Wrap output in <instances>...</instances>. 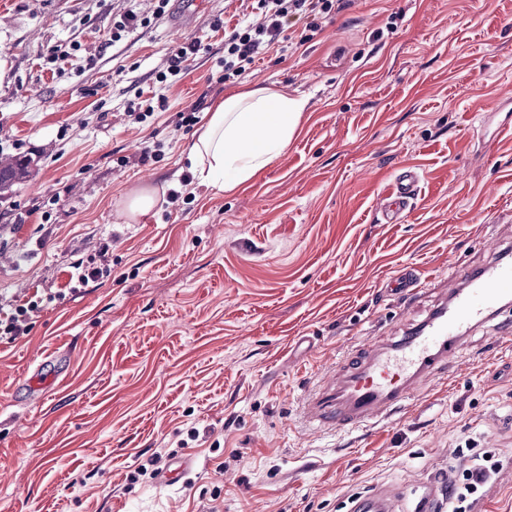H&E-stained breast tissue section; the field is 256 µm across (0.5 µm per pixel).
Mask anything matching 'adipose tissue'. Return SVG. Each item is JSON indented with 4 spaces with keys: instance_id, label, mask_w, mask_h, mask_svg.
I'll return each mask as SVG.
<instances>
[{
    "instance_id": "ef3b65f1",
    "label": "adipose tissue",
    "mask_w": 512,
    "mask_h": 512,
    "mask_svg": "<svg viewBox=\"0 0 512 512\" xmlns=\"http://www.w3.org/2000/svg\"><path fill=\"white\" fill-rule=\"evenodd\" d=\"M304 107L266 88L218 100L186 148L192 171L219 190L234 189L287 150Z\"/></svg>"
}]
</instances>
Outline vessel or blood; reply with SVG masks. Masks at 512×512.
<instances>
[{
    "label": "vessel or blood",
    "instance_id": "b4317fda",
    "mask_svg": "<svg viewBox=\"0 0 512 512\" xmlns=\"http://www.w3.org/2000/svg\"><path fill=\"white\" fill-rule=\"evenodd\" d=\"M418 176L401 173L381 209L395 222L415 198ZM512 306V262L495 258L473 271L465 287L452 289L447 303L396 343L342 361L309 409L321 425L345 431L386 416L417 388L433 379L435 367L457 355L467 333Z\"/></svg>",
    "mask_w": 512,
    "mask_h": 512
}]
</instances>
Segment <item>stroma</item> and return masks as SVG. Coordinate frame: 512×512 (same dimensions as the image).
<instances>
[{
    "label": "stroma",
    "mask_w": 512,
    "mask_h": 512,
    "mask_svg": "<svg viewBox=\"0 0 512 512\" xmlns=\"http://www.w3.org/2000/svg\"><path fill=\"white\" fill-rule=\"evenodd\" d=\"M156 6L0 0V159L33 161L0 195V303L54 297L29 335L0 339V512H350L379 490L415 512L467 443L502 464L473 512H512V348L493 324L370 426L307 409L329 368L417 326L448 278L512 244V0H350L226 84L219 24L261 22L255 0H205L183 32L179 0ZM194 40L184 77L160 83ZM257 87L305 100L291 145L233 190L200 183L184 113ZM155 95L167 110L129 116ZM409 167L417 197L385 223ZM149 185L156 207L124 217ZM78 263L108 274L71 286ZM410 268L417 294L384 292ZM43 362L56 379L32 389ZM185 457L160 485L155 468ZM203 48L201 41H192L188 44L178 46L173 51L167 68V72L172 78L170 84L178 82L183 77L186 70L183 64L189 60L190 56L197 54Z\"/></svg>",
    "instance_id": "1"
}]
</instances>
